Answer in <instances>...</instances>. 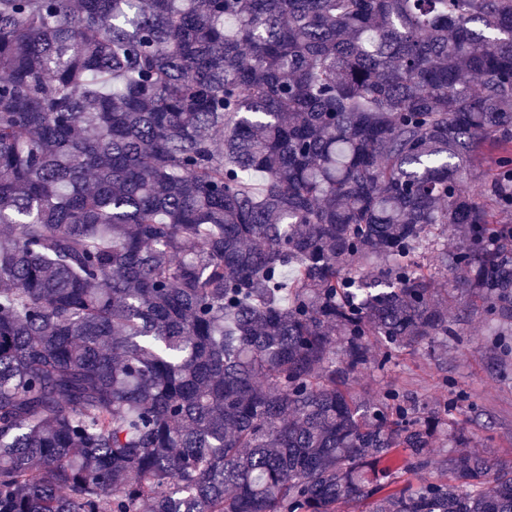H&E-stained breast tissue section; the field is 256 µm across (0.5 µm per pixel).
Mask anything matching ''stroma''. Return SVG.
Here are the masks:
<instances>
[{
	"mask_svg": "<svg viewBox=\"0 0 512 512\" xmlns=\"http://www.w3.org/2000/svg\"><path fill=\"white\" fill-rule=\"evenodd\" d=\"M486 338L484 320L473 319L461 335L439 338L434 349L401 355L385 374L361 370L351 389L367 399L388 383L428 407L462 397L471 416L466 426L469 451L512 462V369L492 367Z\"/></svg>",
	"mask_w": 512,
	"mask_h": 512,
	"instance_id": "obj_1",
	"label": "stroma"
}]
</instances>
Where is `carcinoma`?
<instances>
[{"mask_svg":"<svg viewBox=\"0 0 512 512\" xmlns=\"http://www.w3.org/2000/svg\"><path fill=\"white\" fill-rule=\"evenodd\" d=\"M455 297L507 365L512 0H0V512H512L350 389Z\"/></svg>","mask_w":512,"mask_h":512,"instance_id":"carcinoma-1","label":"carcinoma"}]
</instances>
